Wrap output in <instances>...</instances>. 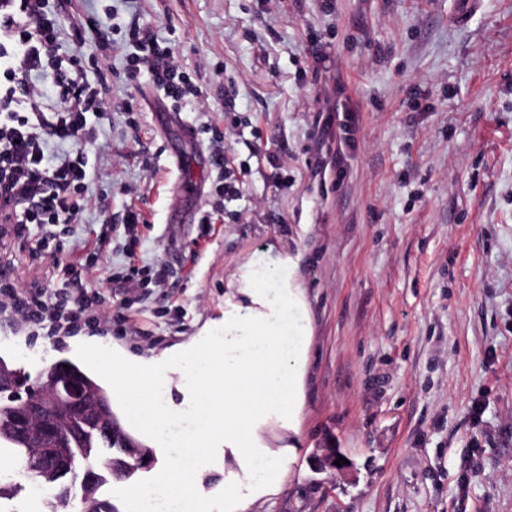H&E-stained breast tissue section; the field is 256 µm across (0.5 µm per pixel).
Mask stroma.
Masks as SVG:
<instances>
[{"label": "stroma", "mask_w": 512, "mask_h": 512, "mask_svg": "<svg viewBox=\"0 0 512 512\" xmlns=\"http://www.w3.org/2000/svg\"><path fill=\"white\" fill-rule=\"evenodd\" d=\"M58 13L63 47L102 79L108 107L80 222L59 232L75 287L105 294L93 313L129 317L111 345L145 360L193 345L250 307L251 259H300L312 341L299 432L273 420L261 431L297 454L247 512H512V0H62ZM91 14L102 37L84 44L76 24ZM134 22L174 45L202 92L195 107L165 111L149 81L128 80ZM316 36L330 68L312 86L302 70ZM217 131L246 170L242 199L216 212L203 196L209 224L172 217L179 179L211 184ZM129 207L144 217L131 255L113 229ZM32 247L12 243L16 284L62 282ZM133 257L136 286L118 278ZM97 338L0 311V358L33 379L68 359L111 385L85 354ZM164 400L174 415L148 441L154 468L102 496L127 512L133 488H157L178 456L224 512L229 449L218 439L183 455L193 395L174 381ZM326 446L345 463L315 470ZM0 475L22 486L0 512H46L7 448Z\"/></svg>", "instance_id": "1"}]
</instances>
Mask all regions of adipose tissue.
<instances>
[{
	"label": "adipose tissue",
	"mask_w": 512,
	"mask_h": 512,
	"mask_svg": "<svg viewBox=\"0 0 512 512\" xmlns=\"http://www.w3.org/2000/svg\"><path fill=\"white\" fill-rule=\"evenodd\" d=\"M273 266L279 272L273 280L248 268L242 291L253 307L225 313L223 338L152 363L113 358L103 346L92 355L93 360L109 362L112 401L141 433L157 435L169 418L163 396L171 374H178L192 390L200 424L182 435L180 445L199 456L220 437L232 451L237 466L224 478V512H246L280 484L288 455L262 446L258 430L273 418L296 431L302 407L308 329L302 292L294 280L296 262L277 258ZM195 481L176 460L160 477L168 498L188 497L193 512H212L206 498L194 495Z\"/></svg>",
	"instance_id": "ef3b65f1"
}]
</instances>
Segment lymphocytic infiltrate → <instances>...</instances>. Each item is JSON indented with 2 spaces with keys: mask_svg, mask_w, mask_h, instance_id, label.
Instances as JSON below:
<instances>
[{
  "mask_svg": "<svg viewBox=\"0 0 512 512\" xmlns=\"http://www.w3.org/2000/svg\"><path fill=\"white\" fill-rule=\"evenodd\" d=\"M128 76L148 75L166 99L194 103L198 88L187 78L170 43L147 29L128 31ZM50 80L57 99L46 107L33 76ZM106 114L99 82L91 80L78 52H62L53 0H0V265L11 266L8 241L31 238L37 251L64 252L57 228L79 221L75 199L89 176L86 150ZM75 146V155L49 158L46 138ZM100 293L69 287L18 288L0 279V299L48 335L97 323L90 308Z\"/></svg>",
  "mask_w": 512,
  "mask_h": 512,
  "instance_id": "lymphocytic-infiltrate-1",
  "label": "lymphocytic infiltrate"
}]
</instances>
